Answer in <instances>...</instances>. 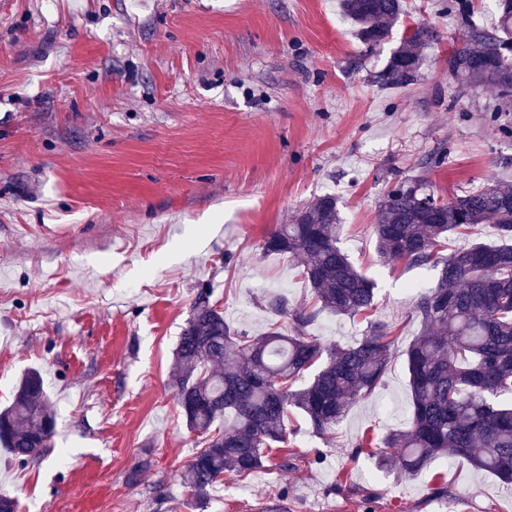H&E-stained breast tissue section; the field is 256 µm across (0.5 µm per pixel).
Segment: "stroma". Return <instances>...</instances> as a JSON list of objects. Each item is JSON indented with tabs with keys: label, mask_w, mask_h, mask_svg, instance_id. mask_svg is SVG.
Masks as SVG:
<instances>
[{
	"label": "stroma",
	"mask_w": 512,
	"mask_h": 512,
	"mask_svg": "<svg viewBox=\"0 0 512 512\" xmlns=\"http://www.w3.org/2000/svg\"><path fill=\"white\" fill-rule=\"evenodd\" d=\"M447 4L405 0L372 48L339 0H0V408L36 369L56 416L39 463L0 450V494L18 512H258L266 498L283 512H512V490L466 460L408 478L352 458L364 432L406 420L399 356L329 437L299 427L201 506L178 477L198 444L170 371L200 285L253 335L273 318L268 296L311 302L288 256L261 244L331 194L340 245L375 284L374 317L404 345L438 272L379 260L385 191L415 177L445 200L490 175L512 185V111L450 78L462 28ZM417 22L439 33L417 82L380 86ZM366 329L324 312L308 332L345 346Z\"/></svg>",
	"instance_id": "1"
}]
</instances>
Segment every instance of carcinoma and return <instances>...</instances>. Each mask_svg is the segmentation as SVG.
Segmentation results:
<instances>
[{"mask_svg":"<svg viewBox=\"0 0 512 512\" xmlns=\"http://www.w3.org/2000/svg\"><path fill=\"white\" fill-rule=\"evenodd\" d=\"M494 2L497 21L490 28L460 8L465 39L448 55V73L462 91L496 89L489 111L501 112L512 104V0ZM341 8L371 46L390 40L404 12L403 0H342ZM436 40L426 23L409 27L380 83L412 85L424 64L422 50ZM475 224L494 225L500 241L443 254L448 236ZM339 228L336 197L324 194L264 239V254L296 262L315 301V308L299 311L283 295L267 299L273 315L292 320L290 334L273 322L252 336L225 319L209 289L197 291L171 371L186 428L204 440L179 474L197 500L224 474L246 478L270 460L269 451L288 447L290 416L300 415L314 435L324 436L382 384L396 352L394 327L375 322L347 346L307 333L322 312L355 317L375 308V284L339 246ZM374 236L383 261L430 264L438 278L414 304L420 332L402 351L411 397L407 426L377 442L359 440L352 457L370 446L391 448L379 468L413 477L450 455L512 484V188L489 179L447 201L422 179L399 182L382 199ZM306 373V384L295 386ZM54 430L43 377L30 370L0 409V448L21 465L35 463Z\"/></svg>","mask_w":512,"mask_h":512,"instance_id":"obj_1","label":"carcinoma"}]
</instances>
